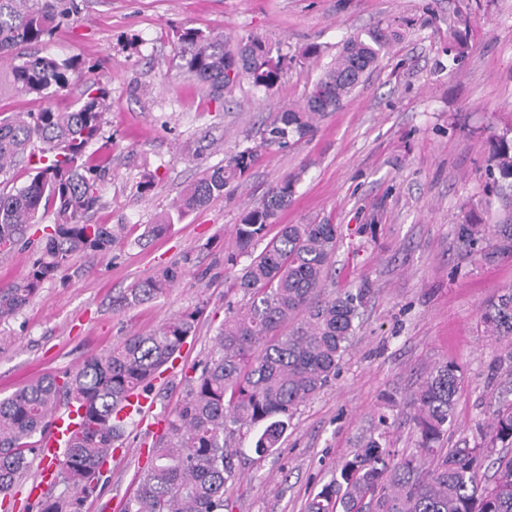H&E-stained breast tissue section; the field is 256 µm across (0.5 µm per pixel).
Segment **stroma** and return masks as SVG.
Returning a JSON list of instances; mask_svg holds the SVG:
<instances>
[{
  "mask_svg": "<svg viewBox=\"0 0 512 512\" xmlns=\"http://www.w3.org/2000/svg\"><path fill=\"white\" fill-rule=\"evenodd\" d=\"M392 20L402 23L400 38L312 136L261 148L248 177L223 197L136 243L203 170L259 146L264 129L304 100L345 39ZM186 28L232 44L259 37L290 58L288 73L270 92L243 82L228 102L214 100L182 68L177 34ZM458 38L465 57L456 69L444 68ZM310 45L319 46L318 61L303 58ZM37 50L58 60L80 57L110 90L104 136L111 160L101 204L86 221L131 225L132 238L79 257L83 275L46 281L0 324V397L44 375L72 373L126 336L206 307L157 378L152 409L136 416L103 466L83 512H123L147 466L154 422L182 400L228 303L242 301L224 295L235 224L296 173L302 180L280 223L336 224L327 289L364 297L335 378L300 407L280 448L261 457L253 431L234 435L236 475L225 487V512H305L310 495L335 478L382 413L391 423L389 448L398 456L414 451L413 395L441 362L457 365L461 376L455 423L442 446L479 440L506 347L485 333L480 308L512 286V257L488 261L480 250H465L457 228L474 214L485 225L505 217L485 168L491 132L512 125V0H86ZM147 178L153 189L140 193ZM182 261L187 273L167 296L115 307L134 282Z\"/></svg>",
  "mask_w": 512,
  "mask_h": 512,
  "instance_id": "35a3bbf8",
  "label": "stroma"
}]
</instances>
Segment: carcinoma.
Masks as SVG:
<instances>
[{"instance_id": "carcinoma-1", "label": "carcinoma", "mask_w": 512, "mask_h": 512, "mask_svg": "<svg viewBox=\"0 0 512 512\" xmlns=\"http://www.w3.org/2000/svg\"><path fill=\"white\" fill-rule=\"evenodd\" d=\"M83 3L0 0L1 99L25 94L49 101L84 71L78 58L20 52L50 38ZM399 36L388 23L349 37L303 103L280 112L265 130L263 145L285 147L312 135L320 119L343 107ZM178 40L188 49L185 71L216 99L231 95L243 80L257 89H273L288 71V59L257 37L232 45L186 28ZM84 96L74 108L60 110L49 103L37 112L0 118V176L8 183L19 168L35 171L28 184L0 192V249L25 242L39 214L54 215V222L40 229L41 247L26 276L0 289V322L15 316L45 281L79 273L78 255L111 249L125 231L123 224L83 221L99 202L108 166L107 157L87 150L102 138L112 104L110 91L94 79L86 81ZM489 144L488 176L500 188L508 215L488 228L472 221L461 224L458 239L468 247L486 242L484 257L491 260L512 254V136L494 133ZM257 157L256 148L246 147L206 170L143 236L161 235L223 196L229 184L247 177ZM300 179L298 173L280 182L235 225L236 248L224 254V265L234 267L240 257L250 258L228 285L247 303L229 309L200 374L155 435L149 466L125 512H223L236 453L229 437L244 427L254 429V451L273 453L298 408L336 375L362 297L360 292L325 294L336 225L283 224L262 251L253 253L292 202ZM189 262L186 258L136 283L122 305L164 296ZM203 312L198 305L149 335L133 334L87 358L61 381L44 377L0 399V494L27 471L56 409L65 404L76 414L66 453L58 460L69 494L43 497L38 512H82L84 501L97 490L102 466L123 444L129 421L142 412L134 397L152 391L153 381L174 362ZM480 319L488 335L512 340V288L485 303ZM499 365L504 379L480 443L441 452L440 441L454 423L460 375L456 365L439 363L414 394L416 451L391 461L390 424L379 415L375 431L361 439L339 476L309 499L306 512H512V456L502 453L512 448L511 346ZM427 457L432 458L428 467ZM490 457L496 472L487 484L479 470Z\"/></svg>"}]
</instances>
